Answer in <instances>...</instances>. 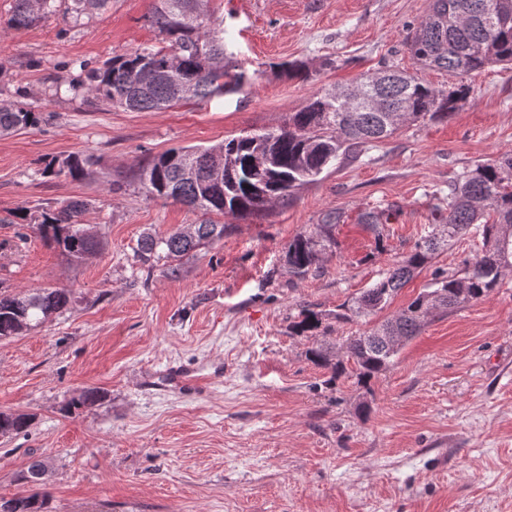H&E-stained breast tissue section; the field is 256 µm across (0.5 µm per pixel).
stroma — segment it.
Listing matches in <instances>:
<instances>
[{
	"label": "stroma",
	"mask_w": 512,
	"mask_h": 512,
	"mask_svg": "<svg viewBox=\"0 0 512 512\" xmlns=\"http://www.w3.org/2000/svg\"><path fill=\"white\" fill-rule=\"evenodd\" d=\"M153 0L55 14L28 28L0 0V100L38 112V128L0 137V286L66 288L69 310L0 339V411L32 415L28 435L0 437V496L47 459L48 512H512V271L491 295L430 320L368 384L327 383L295 336L305 311L335 313L409 253L436 219L435 197L463 168L512 155V69L466 77L419 66L405 41L432 0H205L224 29L239 91L161 112L85 105L86 68L162 46L145 21ZM305 64L308 80L282 66ZM427 84L468 85L454 112L402 126L324 171L288 203L245 220L178 263L136 256L202 216L146 197L136 176L161 153L272 130L314 92L350 86L384 65ZM77 155L86 174L44 175ZM82 199L102 246L71 261L14 216ZM393 204L376 247L359 216ZM340 212L318 273L297 279L285 251ZM482 249L467 235L439 253L388 306L395 313L434 270L461 271ZM177 273H170V266ZM86 387L102 405L63 413Z\"/></svg>",
	"instance_id": "1"
}]
</instances>
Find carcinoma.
Masks as SVG:
<instances>
[{
  "label": "carcinoma",
  "mask_w": 512,
  "mask_h": 512,
  "mask_svg": "<svg viewBox=\"0 0 512 512\" xmlns=\"http://www.w3.org/2000/svg\"><path fill=\"white\" fill-rule=\"evenodd\" d=\"M57 0H49L44 12L37 0H13L7 25L28 27L55 12ZM108 0H71L70 10L79 16L102 9ZM195 0H154L146 20L164 36L165 45L144 48L112 58L87 73L86 103L96 108H121L130 112H157L186 99L208 100L236 90L243 73L231 72L224 61V30L210 18L197 19ZM407 50L415 63L454 75H472L486 67L512 65V0H433L428 16L410 28ZM377 91L379 108L355 111L327 92L314 94L288 123L275 130L250 133L213 148L169 150L143 170L141 182L150 197L172 198L205 215L247 217L287 201L293 190L313 182L330 165L362 148L392 136L404 124L433 120L455 111L468 87L436 89L406 72L385 68L359 82ZM38 113L19 102L0 101V135L34 128ZM43 173L79 178L85 174L82 160L69 156ZM89 203L72 200L58 207H43L16 214L32 225L45 243L54 245L74 260L100 247L87 233L81 218ZM443 223L436 224L396 266L359 296L343 303L334 319L349 322L386 308L399 291L421 272L447 242L466 234L482 238V251L466 262L460 275H434L430 286L401 311L385 318L370 331L349 336L336 345L322 341L310 349L311 360L330 372L333 382L347 373L336 358L341 349L352 363L358 381L367 382L384 372L401 350L383 337L400 336L407 343L419 335L428 319L465 304L486 299L499 284L502 271L512 269V155L492 163L467 168L448 181L446 207L435 206ZM395 214L393 206H375L360 215L359 223L383 246V226ZM341 215H327L322 223L288 243L286 261L291 272L304 279L312 272L317 247L336 244L334 231ZM224 237V225L204 222L193 230H177L166 237L144 235L137 254L144 263L155 257L179 260L197 247ZM71 292L64 288H40L23 296L0 288V338L17 336L68 309ZM322 326V314L307 311L292 325L295 335ZM105 394L88 387L70 397L68 412L91 410ZM32 417L0 411V436L28 431ZM48 463L34 458L24 480L33 487L46 484ZM8 512H47L46 500L35 492L7 500Z\"/></svg>",
  "instance_id": "obj_1"
}]
</instances>
